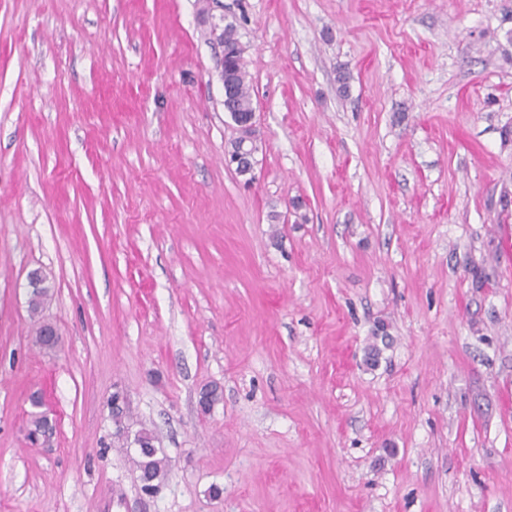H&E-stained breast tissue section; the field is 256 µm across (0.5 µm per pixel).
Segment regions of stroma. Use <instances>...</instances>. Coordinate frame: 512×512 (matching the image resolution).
<instances>
[{"label":"stroma","mask_w":512,"mask_h":512,"mask_svg":"<svg viewBox=\"0 0 512 512\" xmlns=\"http://www.w3.org/2000/svg\"><path fill=\"white\" fill-rule=\"evenodd\" d=\"M0 512H512V0H0ZM213 40L217 45L225 46H239L238 52L233 57H225L224 59V46L222 47L220 58H219V76L223 84L224 90V110L229 112L232 120L237 126L241 139V147H235L233 152L236 158L227 157L225 158V164L227 167L232 168L240 160L247 158L250 160L252 167L254 168L257 161L255 160V146L249 151H245L243 146L245 143L256 141L257 136V113L254 112L253 99L251 94L250 84L247 81V72L245 70V64L243 59L244 48L240 44L238 38L239 33L237 26L233 23H227L219 29V33L211 31ZM230 67L233 71V98L232 106L235 112L229 106L230 98L232 96V87L225 82L224 69ZM245 114H241V113ZM249 112V113H246ZM119 429L116 436L121 437L127 447L136 448L137 457L133 463L139 471L142 487L157 490L165 483L168 474L167 458L160 448H157L154 432L142 426L132 431L129 427H120L121 419H115Z\"/></svg>","instance_id":"1"}]
</instances>
